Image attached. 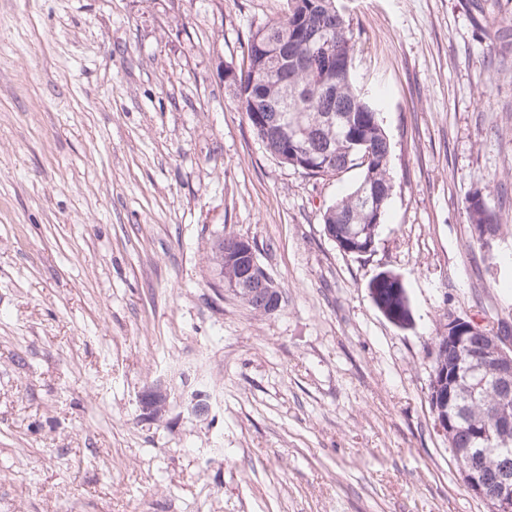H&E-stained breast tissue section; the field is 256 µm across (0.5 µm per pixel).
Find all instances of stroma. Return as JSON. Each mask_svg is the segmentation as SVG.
Segmentation results:
<instances>
[{
    "label": "stroma",
    "mask_w": 512,
    "mask_h": 512,
    "mask_svg": "<svg viewBox=\"0 0 512 512\" xmlns=\"http://www.w3.org/2000/svg\"><path fill=\"white\" fill-rule=\"evenodd\" d=\"M341 4L392 146L363 256L323 226L358 171L280 164L224 78L287 0H0V512H490L428 390L449 315L512 330V0ZM486 175L490 258L464 207ZM229 234L275 313L222 288ZM377 308L392 323L405 326L411 320V310L405 285L400 278L383 271L368 286ZM168 392L161 383L145 387L138 395V403L142 411L153 420H160L165 411Z\"/></svg>",
    "instance_id": "35a3bbf8"
}]
</instances>
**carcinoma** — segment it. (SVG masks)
Segmentation results:
<instances>
[{
  "label": "carcinoma",
  "mask_w": 512,
  "mask_h": 512,
  "mask_svg": "<svg viewBox=\"0 0 512 512\" xmlns=\"http://www.w3.org/2000/svg\"><path fill=\"white\" fill-rule=\"evenodd\" d=\"M282 41L293 53L286 67L272 62ZM325 48L336 52V66L316 71L313 60ZM355 54L353 31L337 0H288L282 18L250 31L247 62L237 70L238 81L229 87L258 140L281 163L319 178L359 170L352 191L326 207L323 224L340 251L362 256L375 243L391 195V144L383 127V95L368 100L355 85ZM364 193L376 196L377 209L365 206ZM465 208L474 231L471 245L489 252L502 224L488 207L483 188L471 190ZM234 244L235 238L226 236L215 245V265L221 277L228 274L224 252ZM369 290L389 321L400 326L409 323V299L396 274L379 273ZM491 339V332L480 329L469 337L466 351L445 346L439 338L433 341V370L448 371L452 402L460 414L448 430V447L453 450L475 447L477 433L490 436L499 421L512 419V388L500 387L494 359L487 358L481 365L480 376L487 387L484 395L473 398L453 382L464 375L470 354L483 352ZM457 463L480 470L491 485L503 472L512 473V453H465Z\"/></svg>",
  "instance_id": "1"
}]
</instances>
